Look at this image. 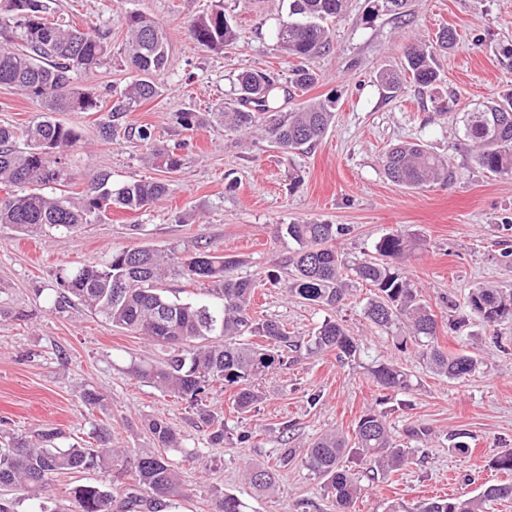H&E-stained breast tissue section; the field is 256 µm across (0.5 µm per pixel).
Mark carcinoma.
Masks as SVG:
<instances>
[{
  "instance_id": "cac0c4a2",
  "label": "carcinoma",
  "mask_w": 512,
  "mask_h": 512,
  "mask_svg": "<svg viewBox=\"0 0 512 512\" xmlns=\"http://www.w3.org/2000/svg\"><path fill=\"white\" fill-rule=\"evenodd\" d=\"M288 19L280 24L276 38L284 55L297 60L288 79L295 90H305L316 75L304 62L330 49L329 19L342 17L346 0H288ZM45 0H0V86L22 91L37 105V115L17 132L0 125V224H13L33 232L43 227L73 234L108 210H141L165 198V181H129L112 184L111 175H87V189L79 198L51 196L42 186L64 185L69 173L56 166L58 156L80 141L79 132L57 119L60 112H92L97 99L77 86L74 76L90 71L112 56L110 32L104 29L60 24L45 17ZM188 32L200 45L222 51L233 45L238 34L224 12V0H215L210 11L192 19ZM126 60L134 79L121 100L99 121V133L110 139L125 131L147 147L146 164L168 173L181 169L182 150L187 143L158 146L147 126H124L125 114L159 95V77L168 69L169 45L162 25L151 16L133 12L127 18ZM405 72L422 95L437 89L439 74L432 51L412 46L406 53ZM280 82L265 70H245L237 76V106L228 110L220 104L202 113L187 108L176 113L177 124L194 131L204 124H219L240 133L259 131L261 136L288 156L315 145L332 127L335 113L314 102L284 112L278 106ZM464 135L475 149L478 165L499 176H512V97L488 101L466 113ZM386 176L411 189L431 183L454 181L448 160L421 143H402L389 148L383 157ZM350 228L341 224L306 222L289 224L286 235L296 248L291 251L286 293L295 299L329 310L343 304L349 278L369 283L374 296L364 316L385 330L405 326L420 359L431 372L450 379L474 373L477 357L450 356L438 343L435 315L420 298L402 265L412 247L411 237L391 231L380 237L373 258L349 259L336 247V239ZM239 264L232 256L217 255L206 246L194 251L172 248L165 252L148 247L111 253L101 263L80 264L61 270L56 280L64 302L79 301L112 326L139 335L167 349L165 361L155 367H132L139 378L161 387L189 404L207 437L214 445L224 443V424L206 405L207 394L218 388L232 391V405L239 413L250 411L260 399L257 380L272 369L290 363L288 352L301 347L283 325L251 315L256 284L236 278L231 271ZM183 279L201 284L207 297L183 302L165 295L162 283ZM468 306L484 323L494 327L512 319V294L496 288H474ZM249 336L265 338L254 345ZM308 354L336 352L351 358L361 351L359 340L348 335L343 325L325 320L306 342ZM369 373L377 386L394 393L413 388L411 374L393 364L380 362ZM148 431L159 451L137 459L132 482L125 489L120 508L137 512L157 509L179 494L182 478L168 451L180 447L175 430L164 420L154 419ZM97 448L71 445L58 448L60 430L46 428L37 440L11 438L0 448V512H16L17 500L9 492L21 490L38 502V512L48 508L43 492L54 478L72 472L112 471L124 461L126 451L111 445L106 424L92 432ZM370 471L391 472L404 467L412 451L396 445L387 423V412L369 410L355 428L354 445L336 433L312 442L303 463L324 480V488L336 503V512H354L361 488L356 474L344 466L350 454ZM291 451L285 450L277 466L248 470L245 481L256 491L270 490L277 469L288 465ZM71 512H114L115 496L102 483H79L65 489ZM512 499V484L487 487L476 499L424 500L393 512H484L489 501ZM212 512H246L235 495L215 501Z\"/></svg>"
}]
</instances>
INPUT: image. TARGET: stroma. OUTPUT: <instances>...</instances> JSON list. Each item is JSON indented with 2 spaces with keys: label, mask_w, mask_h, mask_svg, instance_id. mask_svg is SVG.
<instances>
[{
  "label": "stroma",
  "mask_w": 512,
  "mask_h": 512,
  "mask_svg": "<svg viewBox=\"0 0 512 512\" xmlns=\"http://www.w3.org/2000/svg\"><path fill=\"white\" fill-rule=\"evenodd\" d=\"M49 20L110 30L112 57L75 83L97 98L99 114L66 112L62 121L80 133L78 145L60 155L71 175L68 196H80L91 172L113 182L166 180L169 196L137 212L112 210L75 235L49 228L26 233L0 224V433L33 435L51 426L68 442H89L95 423L108 422L112 445L128 455L154 449L151 420L170 423L181 438L169 457L182 474V496L161 512H211L219 496L233 494L247 512H336L323 482L303 465L308 445L336 432L353 438L360 416L381 406V389L367 369L393 362L410 371L415 387L393 394L386 406L397 441L406 429L429 428L416 444L412 464L388 474L367 473L356 457L346 461L360 478L356 512H390L424 498L478 497L511 477L492 461L512 450V323L489 331L467 305L478 287L512 292V177L476 164L464 135L463 117L476 105L512 94V0H409L403 16L372 11L370 0H347L335 20L330 53L310 60L317 80L295 97L280 96L282 109L314 99L335 114L332 129L311 149L283 156L256 136L210 124L184 131L175 114L185 106L207 112L234 96L236 76L260 67L288 81V65L276 30L286 19V0H224L238 33L235 48L205 49L187 33L190 18L211 0H47ZM140 11L159 21L169 37L170 66L161 76V97L128 112V125L150 127L158 145L187 141L185 164L168 174L144 164V146L117 134L102 139L100 113L108 112L131 77L122 50L127 17ZM457 34L454 47L437 52L441 81L435 96L419 94L411 81L396 90L377 80L379 70L402 72L408 43L430 44L439 28ZM423 142L453 167V183L409 189L387 178L381 158L402 142ZM344 224L338 245L347 256L374 251L379 238L400 230L416 241L405 266L438 323V341L451 354L477 355L474 374L451 379L420 364L414 348L363 315L374 294L351 283L345 305L335 312L300 302L270 284L274 262H285L293 244L286 225ZM234 255L233 274L258 288L251 312L280 322L289 335L305 339L325 318L339 321L363 345L358 359L298 352L294 363L259 382L263 399L237 413L224 391L208 404L224 424V442L212 445L197 428L187 403L133 378L135 365L155 364L163 348L112 327L78 302L58 300L60 269L102 261L130 247L171 246ZM97 391L103 407L86 409L84 390ZM249 440H242L243 432ZM461 434L466 451L453 447ZM293 455L280 469L275 491L255 496L244 480L247 469L274 464L284 449ZM197 453V464L184 455ZM103 481L122 495L126 476L101 472L57 476L46 495L58 512H68L64 490L75 482Z\"/></svg>",
  "instance_id": "35a3bbf8"
}]
</instances>
